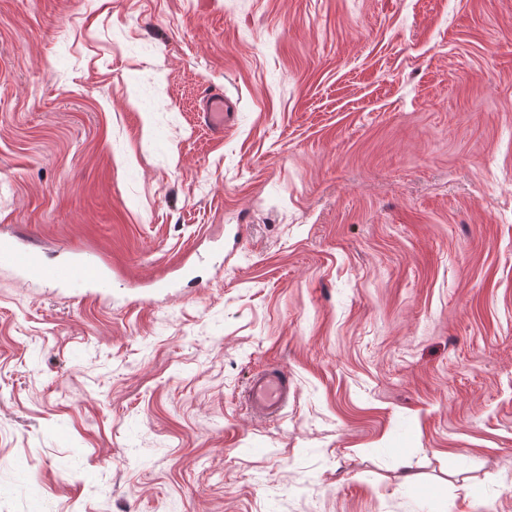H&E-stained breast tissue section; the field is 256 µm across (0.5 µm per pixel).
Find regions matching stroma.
<instances>
[{
  "label": "stroma",
  "instance_id": "stroma-1",
  "mask_svg": "<svg viewBox=\"0 0 512 512\" xmlns=\"http://www.w3.org/2000/svg\"><path fill=\"white\" fill-rule=\"evenodd\" d=\"M0 238V512H512V0H0ZM228 105L224 93L210 92L202 101V117L204 122L211 126L212 130L221 134L224 132V111L227 112ZM0 266L12 268L25 276L47 281L105 285L98 270L93 266H50L41 260L36 248H22L8 239H0ZM288 376L271 368L254 376L247 390V401L264 415L278 414L288 401Z\"/></svg>",
  "mask_w": 512,
  "mask_h": 512
}]
</instances>
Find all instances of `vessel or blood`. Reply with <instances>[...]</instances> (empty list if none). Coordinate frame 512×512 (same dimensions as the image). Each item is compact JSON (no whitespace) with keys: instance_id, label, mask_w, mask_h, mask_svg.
Here are the masks:
<instances>
[{"instance_id":"b4317fda","label":"vessel or blood","mask_w":512,"mask_h":512,"mask_svg":"<svg viewBox=\"0 0 512 512\" xmlns=\"http://www.w3.org/2000/svg\"><path fill=\"white\" fill-rule=\"evenodd\" d=\"M228 105L223 93L211 92L202 101V117L215 133L224 130V113ZM0 266L14 269L25 276L47 281H65L102 285L97 269L88 265L50 266L45 264L36 248H22L7 239H0ZM287 375L277 368L254 376L247 390V401L255 410L265 415L278 414L288 401Z\"/></svg>"}]
</instances>
